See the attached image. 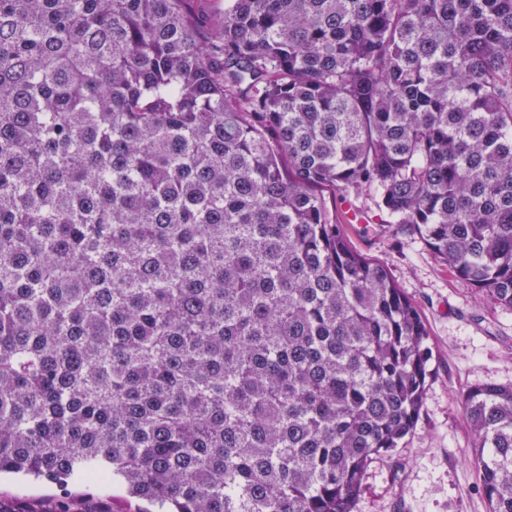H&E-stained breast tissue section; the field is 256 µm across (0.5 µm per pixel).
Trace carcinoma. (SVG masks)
<instances>
[{"label":"carcinoma","instance_id":"cac0c4a2","mask_svg":"<svg viewBox=\"0 0 512 512\" xmlns=\"http://www.w3.org/2000/svg\"><path fill=\"white\" fill-rule=\"evenodd\" d=\"M0 0V474L354 512L427 331L318 193L512 308V0ZM512 512V387L467 391Z\"/></svg>","mask_w":512,"mask_h":512}]
</instances>
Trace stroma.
Returning a JSON list of instances; mask_svg holds the SVG:
<instances>
[{"mask_svg": "<svg viewBox=\"0 0 512 512\" xmlns=\"http://www.w3.org/2000/svg\"><path fill=\"white\" fill-rule=\"evenodd\" d=\"M323 194L351 248L382 264L416 306L431 352L417 423L369 466L355 512H489L462 400L474 386H512V309L457 277L422 238L387 223L371 199ZM57 497L53 485L0 477V502L47 512Z\"/></svg>", "mask_w": 512, "mask_h": 512, "instance_id": "obj_1", "label": "stroma"}]
</instances>
